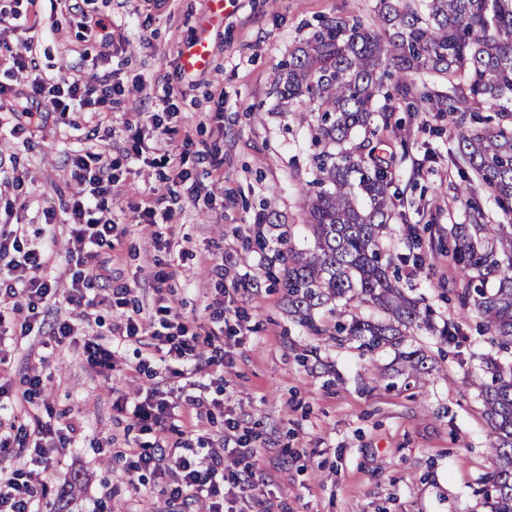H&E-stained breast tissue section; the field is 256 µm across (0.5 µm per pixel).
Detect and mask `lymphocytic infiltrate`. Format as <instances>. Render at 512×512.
Here are the masks:
<instances>
[{
	"mask_svg": "<svg viewBox=\"0 0 512 512\" xmlns=\"http://www.w3.org/2000/svg\"><path fill=\"white\" fill-rule=\"evenodd\" d=\"M116 87L98 89L96 84L72 73L58 77L52 85L35 82L29 89H15L0 85V97L8 99L20 125L30 129L41 128L48 112H76L89 121L99 120L108 112ZM175 110L170 101H163L160 111L148 117L155 134L150 138H135V156L146 154L157 157L162 166L175 170L180 178H187L178 156L170 150L168 138L174 129L168 124ZM71 175L79 189L70 199L66 222L69 237L65 254V271L69 279L68 301L74 306L73 317L58 322L54 341L71 336L83 339L82 355L86 365L101 373L111 369L115 347L119 344H143L164 354L174 368V376L193 378L203 367L220 366L218 358H201L196 337L187 335L179 316L167 297H159L157 317L153 324H143L139 317L126 315L115 324L111 338L91 333V320L102 304L120 308L125 304L126 291L112 289L107 298L92 295L96 282L108 279L107 267L99 264L98 252L111 246L115 226L108 218V203L112 188L119 182L120 164L102 153L80 149L71 157ZM30 202L12 204L4 209L0 222V314L7 311L24 313L18 326L20 336L40 332V314L55 296L56 286L47 279L45 271L56 258L52 242L29 243L25 226L18 215L28 213ZM121 411L134 418L143 429L165 432L174 428L175 405L167 398L154 394L144 399L127 400ZM76 426L71 415L38 414L24 423H9L0 429V512H38L37 504L48 485L39 484L35 472L14 466L13 449L29 453L33 463L49 465L61 449L74 443ZM178 442H170L165 455L142 453L126 449L132 472L149 471L166 480L164 491L170 502L188 498L204 502L206 512H224L225 503L257 500L261 488L252 464L242 469L225 467L224 456L210 450L192 457L179 455Z\"/></svg>",
	"mask_w": 512,
	"mask_h": 512,
	"instance_id": "1",
	"label": "lymphocytic infiltrate"
}]
</instances>
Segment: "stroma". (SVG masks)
<instances>
[{"mask_svg": "<svg viewBox=\"0 0 512 512\" xmlns=\"http://www.w3.org/2000/svg\"><path fill=\"white\" fill-rule=\"evenodd\" d=\"M377 3L224 0L216 12L210 0H39L31 31L0 24V43L35 62L13 78L15 87L77 68L97 85L122 90L107 116L114 134L106 141L93 136L92 124L70 129L69 115L58 112L34 133L15 130L13 118L0 117V205L21 194L39 207L62 210L78 190L71 149L122 159V180L112 191L116 231L111 249L100 253L113 287L129 288V309L145 318L158 293H165L188 332L202 340L203 356L224 357L223 370H209L184 391L141 345L117 347L106 377L83 362L78 339L49 353L44 334L31 336L12 351L8 370L15 388L42 369V401L76 415L74 447L57 454V466L45 474L54 484L78 475L73 512H91L100 497L105 512H167L162 478L144 474V488H133L124 460L98 444L108 439L119 449L160 442L159 434L142 432L115 403L174 387L180 404L192 396L206 400L197 409L202 430L183 436V454L222 442L226 419L238 421L267 481L265 495L280 512H487L482 490L497 465V435L472 379L483 357L496 356L507 366L512 355L481 335L476 316H464L447 301V257L430 254L402 284L410 298L430 306L436 325L465 322L464 342L444 344L421 328L410 331L401 347L371 354L308 335L269 276L286 247L312 246L304 229L305 192L314 177L312 134L299 118L309 105L294 104L288 114L280 108L274 94L280 65L323 20L341 16L369 24ZM86 14L114 23L108 57L83 41ZM201 34L213 47L210 64L183 71L181 57ZM166 98L177 107L172 124L179 132L171 147L184 152L185 169L200 183L196 198L189 182L129 154L134 137L152 133L146 113ZM392 108L398 130L385 138L404 159L393 169L394 218L383 247L403 257L409 250L402 225L434 219L444 228L463 223L466 213L452 189L459 177L448 161L450 114L426 104L415 112L399 102ZM218 159L224 178L215 183L208 173ZM146 200L172 213L151 231L136 223L131 209ZM155 233L162 248L153 244ZM218 301L230 312L223 338L209 347V306ZM402 348L423 350L435 361L431 374L406 387L397 385L395 374ZM213 398L223 408L210 407Z\"/></svg>", "mask_w": 512, "mask_h": 512, "instance_id": "35a3bbf8", "label": "stroma"}]
</instances>
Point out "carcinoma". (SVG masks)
I'll return each instance as SVG.
<instances>
[{
    "instance_id": "1",
    "label": "carcinoma",
    "mask_w": 512,
    "mask_h": 512,
    "mask_svg": "<svg viewBox=\"0 0 512 512\" xmlns=\"http://www.w3.org/2000/svg\"><path fill=\"white\" fill-rule=\"evenodd\" d=\"M414 74L444 80L449 92L429 91ZM274 93L286 110L308 99L320 147L305 200L313 248L289 251L280 280L295 321L312 336L369 352L399 346L410 330L429 324L430 311L405 294L381 244L400 157L380 155L373 131L353 142L370 128L382 95L452 114V165L469 169L507 220L485 222L470 185L460 184L454 190L472 222L448 225V244L432 236L429 245L458 270L448 281L458 307L478 315L499 350L512 351V0H380L370 26L328 19L290 54ZM484 109L497 115V126L477 127ZM354 301L378 308L383 320L337 318L339 305ZM398 357L399 375L419 378L434 369L420 349ZM473 384L499 435L486 498L491 512H512V365L489 359ZM77 483L73 477L55 489L54 512L69 505Z\"/></svg>"
}]
</instances>
